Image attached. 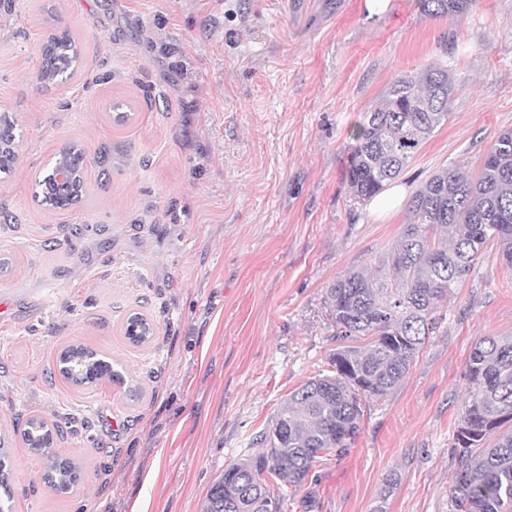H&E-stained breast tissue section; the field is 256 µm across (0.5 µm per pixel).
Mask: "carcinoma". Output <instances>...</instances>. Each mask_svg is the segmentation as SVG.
Listing matches in <instances>:
<instances>
[{
	"label": "carcinoma",
	"instance_id": "carcinoma-1",
	"mask_svg": "<svg viewBox=\"0 0 512 512\" xmlns=\"http://www.w3.org/2000/svg\"><path fill=\"white\" fill-rule=\"evenodd\" d=\"M427 17L465 16L475 0H417ZM81 59V46L66 31L42 45L39 83H63ZM456 90L448 69L427 66L394 83L354 133L346 169L354 201L366 203L397 178L420 147L448 122ZM0 173L19 159L13 116L0 119ZM76 170L84 151L62 147ZM409 224L388 257L369 270L351 271L327 290L325 305L341 346L330 369L308 378L279 406L260 441L266 452L224 469L212 485L204 512H288L320 458L342 456L359 434L363 406L393 390L438 327L440 306L462 283L488 245L512 268V130L499 134L480 173L432 175L409 199ZM141 315L133 344L151 338ZM350 341H365L364 347ZM470 395L456 430L461 468L450 489L452 512H512V334L486 336L469 352ZM497 435L493 446L486 440ZM30 452L41 458L49 487L73 492L79 466L64 461L48 438Z\"/></svg>",
	"mask_w": 512,
	"mask_h": 512
}]
</instances>
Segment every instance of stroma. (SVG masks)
I'll list each match as a JSON object with an SVG mask.
<instances>
[{
    "instance_id": "obj_1",
    "label": "stroma",
    "mask_w": 512,
    "mask_h": 512,
    "mask_svg": "<svg viewBox=\"0 0 512 512\" xmlns=\"http://www.w3.org/2000/svg\"><path fill=\"white\" fill-rule=\"evenodd\" d=\"M83 46L64 83L36 82L40 47ZM434 65L458 90L396 181L477 174L512 129V0L429 18L417 0H0V106L21 157L0 174V436L13 512H201L225 467L337 342L328 288L388 256L408 222L350 196L355 129L397 80ZM132 113L119 123L114 105ZM86 152L83 197L56 211L37 182ZM145 315L152 341L124 336ZM407 377L371 402L343 456L321 458L288 512H450L466 358L512 333V269L488 249L440 308ZM83 344L126 387L59 375ZM61 423L80 479L60 495L16 426Z\"/></svg>"
}]
</instances>
